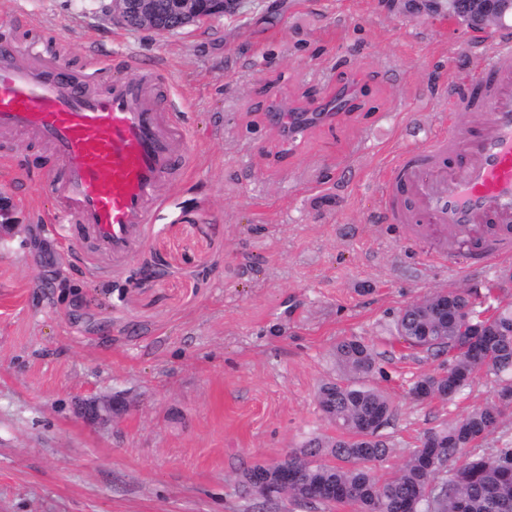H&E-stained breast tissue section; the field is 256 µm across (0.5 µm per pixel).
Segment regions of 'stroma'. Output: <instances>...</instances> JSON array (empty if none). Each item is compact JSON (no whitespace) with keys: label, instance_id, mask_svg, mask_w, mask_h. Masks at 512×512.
Wrapping results in <instances>:
<instances>
[{"label":"stroma","instance_id":"35a3bbf8","mask_svg":"<svg viewBox=\"0 0 512 512\" xmlns=\"http://www.w3.org/2000/svg\"><path fill=\"white\" fill-rule=\"evenodd\" d=\"M110 8L0 0V38L94 79L159 61L192 165L115 260L64 242L50 148L0 134V512H252L243 469L333 434L317 393L346 337L373 345L370 381L395 409L380 475L425 430L491 400L482 373L455 402L416 401L413 379L442 360L390 326L444 289L512 302V257L484 268L460 251L449 271L389 220L378 185L406 146L467 125L448 99L503 24L474 30L412 0H239L160 34ZM340 87L355 112L322 116ZM276 106L319 119L290 144L266 121ZM94 401L111 412L91 419Z\"/></svg>","mask_w":512,"mask_h":512}]
</instances>
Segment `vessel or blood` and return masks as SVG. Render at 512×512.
<instances>
[{
	"mask_svg": "<svg viewBox=\"0 0 512 512\" xmlns=\"http://www.w3.org/2000/svg\"><path fill=\"white\" fill-rule=\"evenodd\" d=\"M115 76L104 89L43 59L35 47L0 41V133L27 135L61 162L55 193L98 251L127 257L159 186L185 167V135L159 95L160 69ZM449 111L480 110L478 127L448 126L400 152L379 184L390 220L413 238L432 228L476 242L484 266L512 255V34L501 33Z\"/></svg>",
	"mask_w": 512,
	"mask_h": 512,
	"instance_id": "1",
	"label": "vessel or blood"
}]
</instances>
